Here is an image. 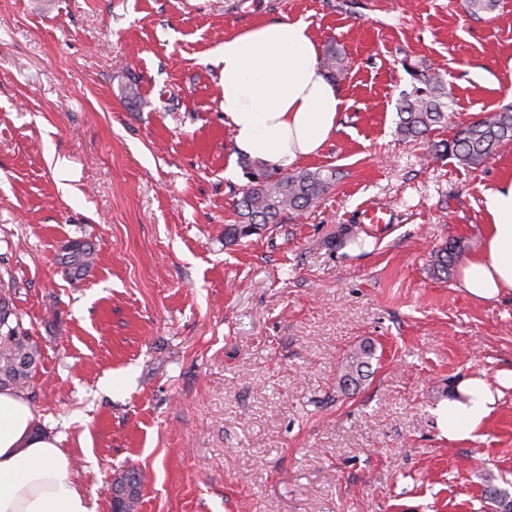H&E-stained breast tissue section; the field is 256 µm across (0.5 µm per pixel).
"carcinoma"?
<instances>
[{
  "label": "carcinoma",
  "mask_w": 512,
  "mask_h": 512,
  "mask_svg": "<svg viewBox=\"0 0 512 512\" xmlns=\"http://www.w3.org/2000/svg\"><path fill=\"white\" fill-rule=\"evenodd\" d=\"M498 0H466L472 15L491 13ZM348 57L336 43L327 44L320 67L327 79L338 81L348 70ZM413 83L404 94L400 105L398 134L404 138H422L433 127L444 122L451 97L438 74H430L414 64L405 65ZM506 141H512V107H505L480 119L458 127L454 138L435 146V154L448 157L458 164L476 168L483 164ZM249 185L243 189L237 202L238 223L224 228V240L235 243L256 233L268 224H279L285 214L302 212L314 206L333 186V170L298 171L288 173L265 162L253 161L246 165ZM459 253L453 246H442L433 253L432 268L437 275H448ZM93 249L83 241H72L58 254V261L70 278L78 280L91 266ZM374 349L362 343L359 349L345 358L340 369L339 385L346 389L357 387L364 378ZM41 362V351L21 317L13 307L11 295L0 294V389L10 387L24 391L34 378ZM142 474L127 471L112 486L115 512H136L142 487ZM485 496L496 512H512V494L487 480Z\"/></svg>",
  "instance_id": "obj_1"
}]
</instances>
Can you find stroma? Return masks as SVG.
<instances>
[{
	"label": "stroma",
	"mask_w": 512,
	"mask_h": 512,
	"mask_svg": "<svg viewBox=\"0 0 512 512\" xmlns=\"http://www.w3.org/2000/svg\"><path fill=\"white\" fill-rule=\"evenodd\" d=\"M304 20L350 61L339 125L297 170L336 171L312 208L233 245L248 183L224 124L225 35ZM453 92L447 125L396 133L404 61ZM512 105V0H0V279L41 348L25 395L94 512L145 477L138 512H494L512 492V387L475 440L434 410L512 372V295L473 301L434 249L474 253L512 141L435 157ZM387 208L390 223H363ZM83 240L78 284L57 263ZM360 386L337 374L360 343ZM123 375L117 393L106 374ZM505 141H512V107L459 126L454 138L436 145L434 151L440 157L455 159L462 166L476 168Z\"/></svg>",
	"instance_id": "stroma-1"
}]
</instances>
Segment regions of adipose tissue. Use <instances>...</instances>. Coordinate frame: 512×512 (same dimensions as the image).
<instances>
[{
    "instance_id": "obj_1",
    "label": "adipose tissue",
    "mask_w": 512,
    "mask_h": 512,
    "mask_svg": "<svg viewBox=\"0 0 512 512\" xmlns=\"http://www.w3.org/2000/svg\"><path fill=\"white\" fill-rule=\"evenodd\" d=\"M224 123L251 158L286 168L332 138L344 99L319 64L304 21L261 22L224 38ZM481 245L461 265L458 286L473 300L512 294V184L491 193ZM501 392L482 376L461 381L435 414L448 440L479 438ZM27 398L0 390V512H93L60 439L42 434Z\"/></svg>"
}]
</instances>
